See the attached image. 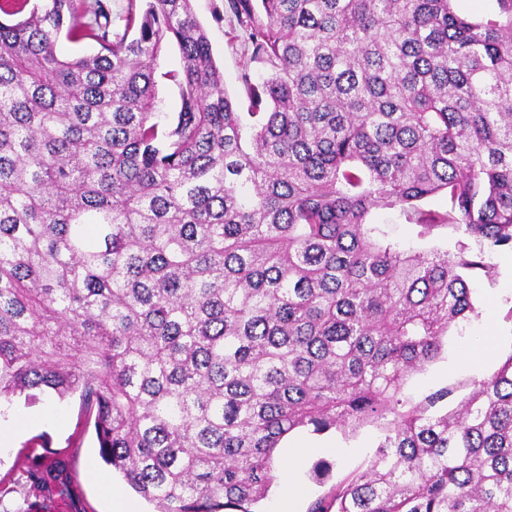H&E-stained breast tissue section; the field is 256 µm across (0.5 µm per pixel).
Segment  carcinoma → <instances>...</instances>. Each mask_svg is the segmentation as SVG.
Listing matches in <instances>:
<instances>
[{
  "instance_id": "obj_1",
  "label": "carcinoma",
  "mask_w": 512,
  "mask_h": 512,
  "mask_svg": "<svg viewBox=\"0 0 512 512\" xmlns=\"http://www.w3.org/2000/svg\"><path fill=\"white\" fill-rule=\"evenodd\" d=\"M494 2L225 0L266 69L239 112L191 0H126L117 26L103 0H0V415L78 396L156 512H261L289 433L365 426L372 458L307 512H512V352L449 411L404 395L475 313L484 252L367 223L512 245ZM182 66L181 55L176 42H169L162 51L156 69L157 77V96L160 112H177L180 102L176 88L165 79L161 74L167 71H178ZM372 224H383L389 235L401 246L414 249L442 248L456 253L460 244H465L467 251H476L477 246L472 238L461 232L440 229L428 237L420 238L417 228L409 222L406 215L399 208H377L369 216Z\"/></svg>"
}]
</instances>
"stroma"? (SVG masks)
I'll return each mask as SVG.
<instances>
[{"mask_svg": "<svg viewBox=\"0 0 512 512\" xmlns=\"http://www.w3.org/2000/svg\"><path fill=\"white\" fill-rule=\"evenodd\" d=\"M191 7L207 31L228 96L237 104H244L243 74L259 79L264 66L252 60L244 32L234 18L224 13V0H191ZM369 221L384 225L390 236L406 248H442L454 253L460 246L475 245L472 238L448 229L419 237L416 227L397 208L374 209ZM485 258L493 268L492 275L480 273L470 282L475 315L445 338L443 352L436 361L408 379L405 393L413 401L446 388L450 395L437 408H453L471 391L473 381L493 370L495 362L488 353L475 354L466 362L458 360V350L467 340L484 336L491 351L512 350V248H486ZM0 423L13 428L12 438L0 444V512H106L105 491L97 478L105 466L99 461L93 430L86 428L79 418L78 398L61 402L45 396L33 405L18 400L0 417ZM46 438L51 441L47 448L42 445ZM378 441V431L370 426L353 434L335 430L323 435L304 430L292 432L289 446L309 447L299 460L301 512H306L310 502L326 494L332 485L360 468L373 456ZM49 451L61 460L62 472L58 484L42 487L30 480L29 467ZM321 459L334 465L324 483L312 477V466Z\"/></svg>", "mask_w": 512, "mask_h": 512, "instance_id": "35a3bbf8", "label": "stroma"}]
</instances>
